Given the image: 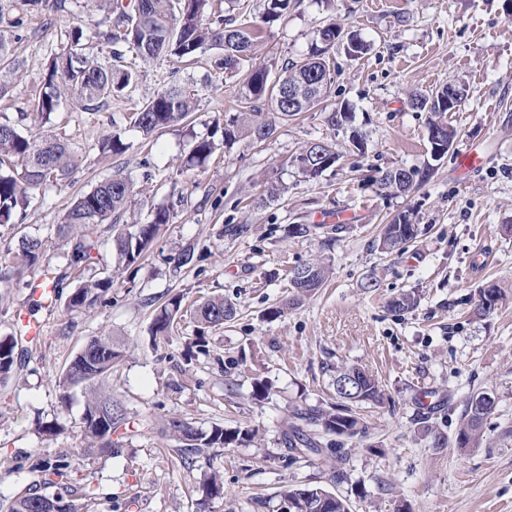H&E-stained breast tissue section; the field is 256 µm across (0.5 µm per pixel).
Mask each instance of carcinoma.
Listing matches in <instances>:
<instances>
[{"mask_svg":"<svg viewBox=\"0 0 512 512\" xmlns=\"http://www.w3.org/2000/svg\"><path fill=\"white\" fill-rule=\"evenodd\" d=\"M290 0H265L261 22L267 26L288 17ZM332 39L319 40L305 57L285 65L278 79L269 80V67L256 62L253 57L254 43L261 27L245 20L237 25L216 14L214 0H131L120 11L113 28L95 33L98 40L112 46L111 57L105 63L89 59L84 53V30L74 27L68 33L70 45L67 52L55 56L49 62L43 85L35 104L38 117L50 120L62 99L74 97L84 105L93 107L111 95L130 92L137 83V75L126 65V53L135 52L147 62L161 54L178 60H193L206 46L222 51L218 66L224 75L242 76L245 87L243 104L245 111L236 112L224 119L223 139L193 138V147L186 165L200 166L209 160L220 146H230L242 139L259 143L270 138L275 131L272 118L289 121L302 112L320 109L323 122L332 131L346 129L353 147L365 141V134L352 125V110L346 105L331 109L321 107L328 87L333 82L330 69L331 51L358 42L356 60L367 54L370 44L352 33H345L334 23L328 24ZM19 74V66L11 46L0 37V96L8 89L11 79ZM307 85L308 93L297 103L288 102V93L297 86ZM411 105L429 114L428 133H437L447 141H454L457 132L448 125V87L442 86L428 93L411 94ZM196 95L171 85L127 114L125 120L140 133L143 139L152 140L157 132L185 123L189 114L196 111ZM131 144L126 142L117 122H112V132L100 137L95 148L102 155H119ZM307 157L312 167L299 171L310 180L319 179L333 168L337 161L333 145L328 141L309 143L296 156L294 162ZM75 167L74 155L67 142L54 135L38 139L22 135L10 122H0V227L15 224L17 214L30 204V194L49 180L69 175ZM415 180L402 185H385L381 196H400L409 193L414 186H421L431 177V169L413 170ZM134 193L133 183L115 174L82 194L68 211L64 222L57 225V233L69 238V265L86 269L94 252L104 244L101 225H112V246L129 265L137 263L150 251L162 226L170 223L171 212L165 206L154 208L152 219L146 224H122L120 219ZM403 223L384 227L378 248L385 253L400 252L417 236V227L407 214ZM329 229L327 242L339 240V234L348 230L346 224L330 227L324 224H291L289 236L305 238ZM47 269L43 260V240L27 238L19 249L13 273L22 277L36 275ZM333 274L332 267L321 259L301 264L293 269L290 288L293 297L282 306L269 311L272 317L284 314L287 307L298 304L303 298L321 288ZM114 280L101 278L79 285L70 294L68 306L90 308L112 290ZM481 303L478 311L486 314L484 301L495 296L492 303L503 299L502 289L489 283L479 290ZM183 295L170 296L157 309L152 319L150 333L168 343L175 340L174 327L188 313L196 322L193 347L196 352L209 353V331L221 328L234 319V305L221 296L209 297L193 304L189 309L182 306ZM419 304V294L404 291L390 302L392 311L400 314L414 311ZM16 339L12 335L0 336V383H7L17 372L15 357ZM125 348L112 342V336H92L82 349L69 361L59 378L60 399L70 398L71 390H84L86 401L81 417L82 433L89 442V449L101 456L110 457L121 453L113 436L122 432H145L154 428L150 419H134L120 405L112 402L109 380L112 371L124 359ZM331 387L339 402L328 408H309L294 413V417L307 424L320 427L328 434L354 437L365 428L360 409L381 403L383 394L378 380L355 365L343 364L331 375ZM495 397L487 390L471 394L465 401L462 428L456 437L457 448L465 451L479 444L485 419L492 413ZM165 429L180 443L179 453L184 460L194 456L205 457L211 463L212 455L225 448H233L254 441L256 431L248 427H226L214 424L202 430L192 423L170 419ZM286 450L315 466L320 460L346 464L339 456H323V450L294 423L283 434ZM84 466L83 455L74 451H62L43 460L40 477L36 483L22 488L9 500H0V512H112V497L97 490L80 487L78 476ZM192 491L201 495V504L208 505L224 498V484L216 471L206 472L199 485ZM329 491L310 486L300 490L291 486L286 497L292 506L288 512H350L348 499L335 494L328 500Z\"/></svg>","mask_w":512,"mask_h":512,"instance_id":"1","label":"carcinoma"}]
</instances>
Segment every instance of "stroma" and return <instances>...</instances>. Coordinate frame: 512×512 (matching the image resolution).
Masks as SVG:
<instances>
[{
    "label": "stroma",
    "mask_w": 512,
    "mask_h": 512,
    "mask_svg": "<svg viewBox=\"0 0 512 512\" xmlns=\"http://www.w3.org/2000/svg\"><path fill=\"white\" fill-rule=\"evenodd\" d=\"M507 0H337L326 11L319 0H293L286 21L265 29L254 52L278 75L300 60L328 19L359 33L369 54L350 59L336 50L335 80L328 106H350L366 135L364 152L352 151L347 135L326 128L319 112L278 124L263 143L244 139L214 155L204 168L184 171L193 136L215 132L219 114L237 111L242 86L225 78L205 49L196 64L168 56L145 63L127 55L138 83L129 97L105 98L88 109L64 99L49 122L33 109L49 60L78 25L86 54L108 61L99 27L114 25L115 12L94 0H65L63 8L33 12L27 0H0V37L9 41L21 78L0 98V121L26 136L52 134L69 143L78 167L49 182L17 220L0 229V269L19 250L22 237L45 243V260L60 280L50 308H37L36 340L19 341L25 369L0 386V498L9 499L36 479L34 462L63 449L87 445L80 427L84 398L73 391L59 398L58 380L89 337L111 335L128 353L112 373V397L130 415L185 419L198 428L221 423L257 429L258 443L227 448L213 464L224 481V497L204 512H286L284 494L297 481L347 496L351 512H512V15ZM177 83L198 98L193 135L181 127L156 134L153 147L140 145L134 130L124 154L101 157L95 142L109 130V115L134 111L157 91ZM463 84L467 100L447 121L457 131L448 152L430 153L427 115L412 108V92ZM328 139L340 159L318 180L293 164L309 142ZM484 151L481 167L459 174L458 159L469 146ZM430 167L428 183L398 197L379 196L369 177L376 170ZM122 173L135 186L125 223H147L157 205H172L151 254L126 267L112 249L111 229L85 279L112 277L109 303L69 309L76 283L68 265L67 241L59 224L76 198ZM286 184L282 199L262 200V181ZM412 214L419 228L404 251L378 247L385 224ZM349 225L339 241L291 239L290 224ZM227 224H245L243 237L222 235ZM194 252L192 264L176 268L178 253ZM323 255L331 260V284L281 317L269 308L291 295L288 272ZM376 290L364 287L367 278ZM496 282L505 297L488 315L476 312L482 284ZM417 291L418 308L398 315L388 303L400 292ZM187 300L221 295L237 314L213 331L209 354L184 362L194 321L184 317L173 343L151 346L155 309L169 296ZM345 362L372 373L384 401L368 413V427L354 438L319 434L321 447L346 456L348 478L337 481L329 467L308 468L279 458V439L303 407L332 402L330 368ZM272 387L268 399L252 397V381ZM488 390L496 403L477 447L458 451L456 435L470 393ZM428 417L430 433L418 430ZM55 423L59 434H43ZM120 456L101 457L81 478L110 492L117 512H203L191 487L206 467L187 466L176 440L157 432L125 435ZM270 462H263L265 454ZM28 458L17 468L19 458ZM265 505H257V498Z\"/></svg>",
    "instance_id": "35a3bbf8"
}]
</instances>
